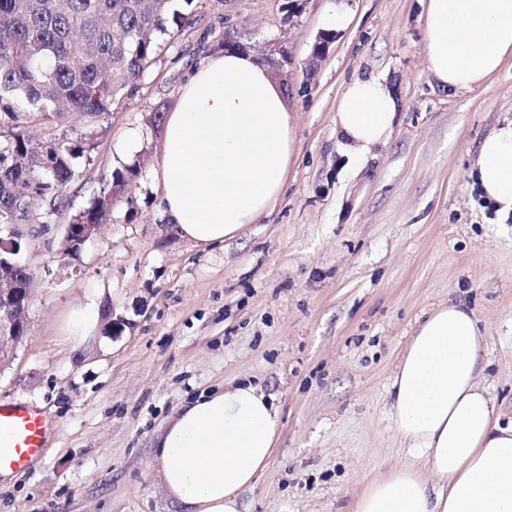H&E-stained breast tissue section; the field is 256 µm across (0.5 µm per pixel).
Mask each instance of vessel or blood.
<instances>
[{
  "label": "vessel or blood",
  "instance_id": "b4317fda",
  "mask_svg": "<svg viewBox=\"0 0 512 512\" xmlns=\"http://www.w3.org/2000/svg\"><path fill=\"white\" fill-rule=\"evenodd\" d=\"M53 435L38 406L0 403V478L28 470Z\"/></svg>",
  "mask_w": 512,
  "mask_h": 512
}]
</instances>
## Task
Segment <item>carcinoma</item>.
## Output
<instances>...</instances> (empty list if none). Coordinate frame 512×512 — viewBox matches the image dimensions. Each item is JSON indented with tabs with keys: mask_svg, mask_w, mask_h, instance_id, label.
<instances>
[{
	"mask_svg": "<svg viewBox=\"0 0 512 512\" xmlns=\"http://www.w3.org/2000/svg\"><path fill=\"white\" fill-rule=\"evenodd\" d=\"M169 0H0V105L33 113L95 115L143 75L166 34ZM88 144H34L17 130L0 140V229L29 220L31 195L62 198L72 159ZM112 191L87 214L106 223Z\"/></svg>",
	"mask_w": 512,
	"mask_h": 512,
	"instance_id": "obj_1",
	"label": "carcinoma"
}]
</instances>
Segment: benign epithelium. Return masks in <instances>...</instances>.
I'll use <instances>...</instances> for the list:
<instances>
[{"label": "benign epithelium", "mask_w": 512, "mask_h": 512, "mask_svg": "<svg viewBox=\"0 0 512 512\" xmlns=\"http://www.w3.org/2000/svg\"><path fill=\"white\" fill-rule=\"evenodd\" d=\"M264 61L268 67L278 72L286 62L284 51L274 41L265 42ZM99 225L88 224L82 219L67 225L65 235L66 250L78 255L84 244L98 231ZM21 250L14 227L5 228L0 234V365L9 363L13 348L26 335L25 313L31 300L30 279L21 278L16 271L26 268L19 257ZM132 324L123 316H114L113 308L105 313L103 334L111 339L121 337Z\"/></svg>", "instance_id": "benign-epithelium-1"}]
</instances>
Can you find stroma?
<instances>
[{"instance_id": "1", "label": "stroma", "mask_w": 512, "mask_h": 512, "mask_svg": "<svg viewBox=\"0 0 512 512\" xmlns=\"http://www.w3.org/2000/svg\"><path fill=\"white\" fill-rule=\"evenodd\" d=\"M336 0H171L155 63L111 111L0 112V133L38 143L84 136L62 204L31 200L23 260L28 331L0 368V401L39 405L56 434L25 472L0 481V512H180L153 444L182 405L227 383L273 395L274 454L241 494L245 512H352L392 468L418 463L396 431L391 388L419 323L448 301L469 306L487 340L480 382L512 424V219L499 223L475 180L482 139L512 119V61L469 91L438 87L424 50L427 0H344L349 20L328 54L313 44ZM278 39V84L294 128L283 190L256 223L202 249L168 224L150 187L162 152L154 114L225 41L255 53ZM377 76L398 121L364 166L336 131L346 85ZM143 137L131 160L118 145ZM127 173L79 255L65 230ZM134 323L118 339L78 344L61 321L84 289Z\"/></svg>"}]
</instances>
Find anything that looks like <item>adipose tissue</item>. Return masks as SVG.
Returning <instances> with one entry per match:
<instances>
[{
	"mask_svg": "<svg viewBox=\"0 0 512 512\" xmlns=\"http://www.w3.org/2000/svg\"><path fill=\"white\" fill-rule=\"evenodd\" d=\"M427 70L442 88L470 90L512 58V0H428ZM398 113L376 76L346 87L336 111L343 144L364 163L387 142ZM294 156L282 89L250 50L210 56L167 115L152 175L163 214L184 240L213 247L255 223L278 199ZM476 179L498 216H512V120L480 144ZM104 291L89 288L66 314L76 343L101 331ZM486 338L475 313L432 310L407 346L392 384L394 425L424 459L369 484L354 512H512V425L494 421L478 378ZM280 412L261 386L241 383L181 406L160 430L162 485L185 512H242L240 495L267 465Z\"/></svg>",
	"mask_w": 512,
	"mask_h": 512,
	"instance_id": "ef3b65f1",
	"label": "adipose tissue"
}]
</instances>
